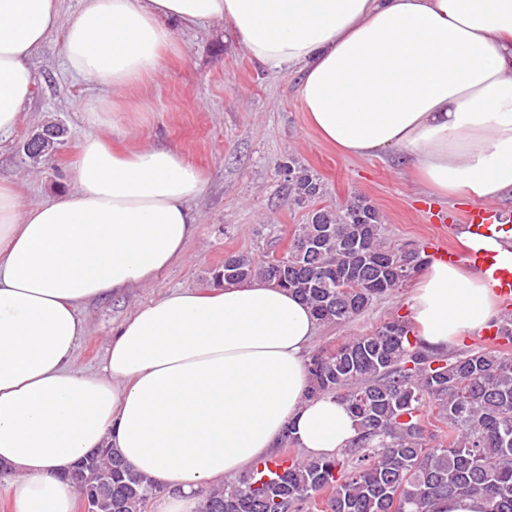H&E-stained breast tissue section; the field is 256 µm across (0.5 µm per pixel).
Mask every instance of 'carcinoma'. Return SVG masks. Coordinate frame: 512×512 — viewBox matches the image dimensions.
<instances>
[{"label": "carcinoma", "instance_id": "1", "mask_svg": "<svg viewBox=\"0 0 512 512\" xmlns=\"http://www.w3.org/2000/svg\"><path fill=\"white\" fill-rule=\"evenodd\" d=\"M44 155L63 136L58 125L40 130ZM294 196L314 199L322 184L306 170L288 166ZM357 203L340 212L320 208L315 223L300 225L285 258L288 279L278 286L311 305L321 322L345 323L374 301L402 287L421 265L417 251L401 254L384 240L376 208ZM322 224L335 228L323 251L312 256L298 243ZM227 261L239 272L227 282L256 276L274 280L270 263L245 254ZM309 394L347 403L359 434L329 458L282 456L246 477L207 493L196 512H430L432 502L479 495L487 512H512V355L470 350L445 356L410 339L407 323L394 318L375 332L355 336L308 361ZM433 402L448 434L427 431L421 405ZM94 491L92 512H146L158 487L110 448L81 473Z\"/></svg>", "mask_w": 512, "mask_h": 512}]
</instances>
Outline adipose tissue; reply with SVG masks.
<instances>
[{"instance_id":"1","label":"adipose tissue","mask_w":512,"mask_h":512,"mask_svg":"<svg viewBox=\"0 0 512 512\" xmlns=\"http://www.w3.org/2000/svg\"><path fill=\"white\" fill-rule=\"evenodd\" d=\"M221 22L259 66L297 77L307 120L348 157L403 162L426 194L512 198V0H0V139L22 119L31 59L56 27L67 68L119 91L155 74L178 30ZM70 189L24 204L0 182V464L11 512H75L63 471L117 449L194 512L203 490L272 460L284 436L328 457L358 435L332 395L309 396L319 322L261 280L176 290L112 332L101 371L70 360L87 302L152 283L186 257L201 173L169 147L79 144ZM405 306L425 348L502 317L483 275L432 261Z\"/></svg>"}]
</instances>
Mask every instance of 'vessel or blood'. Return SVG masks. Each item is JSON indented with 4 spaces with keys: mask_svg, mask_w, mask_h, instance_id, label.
<instances>
[{
    "mask_svg": "<svg viewBox=\"0 0 512 512\" xmlns=\"http://www.w3.org/2000/svg\"><path fill=\"white\" fill-rule=\"evenodd\" d=\"M464 241L429 242L434 259L461 263L481 272L504 307L512 306V231L502 212L490 204L465 210L459 217Z\"/></svg>",
    "mask_w": 512,
    "mask_h": 512,
    "instance_id": "b4317fda",
    "label": "vessel or blood"
}]
</instances>
